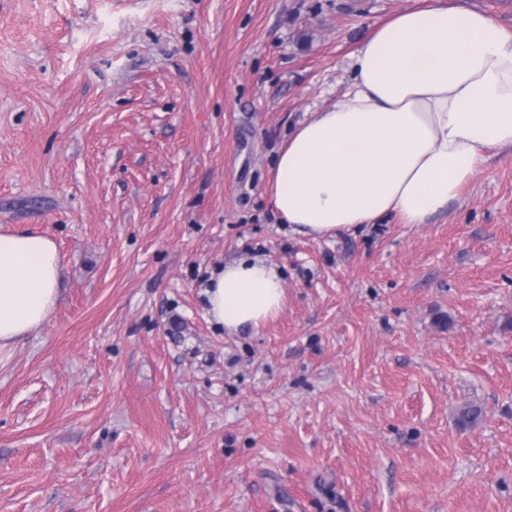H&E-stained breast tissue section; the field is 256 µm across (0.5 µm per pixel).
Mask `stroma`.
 Here are the masks:
<instances>
[{
    "mask_svg": "<svg viewBox=\"0 0 512 512\" xmlns=\"http://www.w3.org/2000/svg\"><path fill=\"white\" fill-rule=\"evenodd\" d=\"M414 3L0 0V229L62 274L0 351V512H512V151L425 224L314 240L266 192ZM245 252L285 303L229 333ZM203 290L210 321L224 331L258 329L283 308L280 269L256 255H242L213 267Z\"/></svg>",
    "mask_w": 512,
    "mask_h": 512,
    "instance_id": "35a3bbf8",
    "label": "stroma"
}]
</instances>
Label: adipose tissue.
<instances>
[{
  "label": "adipose tissue",
  "instance_id": "adipose-tissue-1",
  "mask_svg": "<svg viewBox=\"0 0 512 512\" xmlns=\"http://www.w3.org/2000/svg\"><path fill=\"white\" fill-rule=\"evenodd\" d=\"M335 101L299 122L267 185L293 233L334 238L395 216L425 224L490 152L512 149V28L466 0H423L375 26ZM56 243L0 232V349L38 329L59 300ZM210 321L259 328L283 308L280 269L256 255L213 267Z\"/></svg>",
  "mask_w": 512,
  "mask_h": 512
}]
</instances>
